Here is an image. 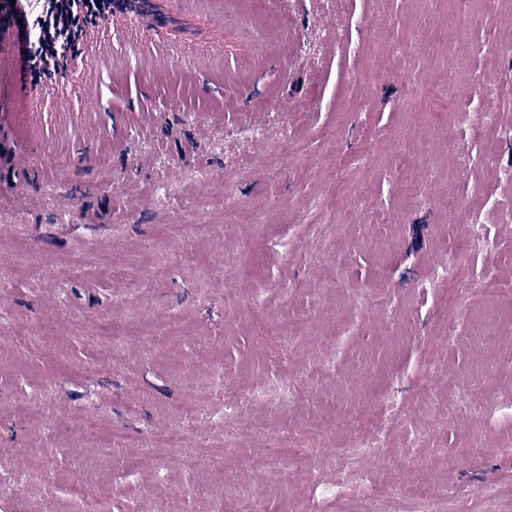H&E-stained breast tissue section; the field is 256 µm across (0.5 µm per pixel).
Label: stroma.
<instances>
[{
  "instance_id": "35a3bbf8",
  "label": "stroma",
  "mask_w": 512,
  "mask_h": 512,
  "mask_svg": "<svg viewBox=\"0 0 512 512\" xmlns=\"http://www.w3.org/2000/svg\"><path fill=\"white\" fill-rule=\"evenodd\" d=\"M29 66L1 33L0 512H512V0H156ZM456 259L499 291L445 330ZM282 429L311 473L263 465ZM363 456L364 451L362 448H332L327 453V458L324 462L332 466H335L337 463L341 472L345 474L354 461L361 459Z\"/></svg>"
}]
</instances>
